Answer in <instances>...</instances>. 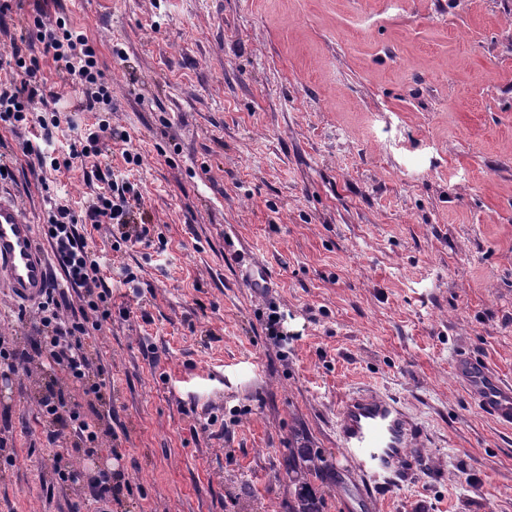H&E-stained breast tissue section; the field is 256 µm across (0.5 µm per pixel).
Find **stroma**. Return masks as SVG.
Returning <instances> with one entry per match:
<instances>
[{
	"label": "stroma",
	"instance_id": "1",
	"mask_svg": "<svg viewBox=\"0 0 512 512\" xmlns=\"http://www.w3.org/2000/svg\"><path fill=\"white\" fill-rule=\"evenodd\" d=\"M61 7L107 65L140 220L166 247L127 248L130 314L86 341L112 390L85 418L119 437L72 490L35 402L58 367L0 374V512H70L104 470L132 486L112 512H284L289 448L338 457V405L364 390L421 425L422 469L377 501L336 468L314 484L323 512H512V427L456 377L475 353L512 384V0ZM56 89L60 153L94 117ZM15 175L0 193L38 227L48 197L89 198L79 167L20 155Z\"/></svg>",
	"mask_w": 512,
	"mask_h": 512
}]
</instances>
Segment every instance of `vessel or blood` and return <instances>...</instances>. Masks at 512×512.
<instances>
[{"label":"vessel or blood","mask_w":512,"mask_h":512,"mask_svg":"<svg viewBox=\"0 0 512 512\" xmlns=\"http://www.w3.org/2000/svg\"><path fill=\"white\" fill-rule=\"evenodd\" d=\"M0 282L18 301L38 300L50 286L49 262L33 225L18 204L0 197ZM457 372L479 409L512 427V386L477 358L459 360ZM340 461L362 482L364 494L404 487L417 473L422 435L399 400L371 391L347 396L337 411Z\"/></svg>","instance_id":"vessel-or-blood-1"}]
</instances>
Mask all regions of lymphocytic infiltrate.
<instances>
[{
	"mask_svg": "<svg viewBox=\"0 0 512 512\" xmlns=\"http://www.w3.org/2000/svg\"><path fill=\"white\" fill-rule=\"evenodd\" d=\"M16 18L17 33L10 38L7 51L0 54V70H8L9 79L0 82V124L17 131L27 128L31 139L19 143V150L34 157L39 168L70 170L74 164L91 165L103 189L81 210L69 205L51 203L44 235L62 275L59 285L49 288L34 310V335L31 352L17 348L10 336H0V362L13 374H32L33 357H49L64 375L59 386L49 387L36 404L41 418L49 422V443L69 439L70 445L54 453V473L59 485L72 481L80 456L93 453L102 441L95 426L90 425L82 405L72 395L78 386L83 396L102 400L112 386V367L102 354L87 352L85 341L102 331L112 320V288L103 269L116 266L125 282L136 279L135 273L122 262V245H150V230L135 224L134 213L141 205V194L130 182L117 179L100 141L109 137L122 142L121 157L126 164L140 165L142 158L134 149L127 132L112 129L109 119L99 118L97 128L85 141L73 142L63 157L48 153L53 130L59 122L51 112L60 95L49 85L43 72L45 63H53L62 81L70 83L81 96L86 112L100 113L112 104V88L105 79V64L96 44L83 29L70 24L65 17L47 20L40 2L0 0V23ZM110 225L119 241L113 244V256H98L89 247L79 225ZM79 307H72V300Z\"/></svg>",
	"mask_w": 512,
	"mask_h": 512,
	"instance_id": "f902f5d3",
	"label": "lymphocytic infiltrate"
}]
</instances>
